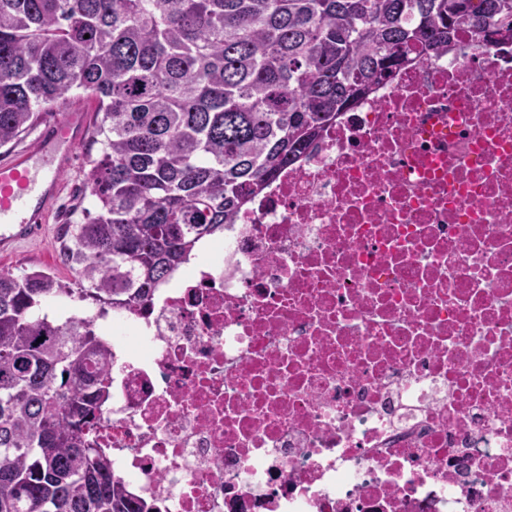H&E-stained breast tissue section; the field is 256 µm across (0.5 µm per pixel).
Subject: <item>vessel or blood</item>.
Returning <instances> with one entry per match:
<instances>
[{
	"label": "vessel or blood",
	"instance_id": "vessel-or-blood-1",
	"mask_svg": "<svg viewBox=\"0 0 512 512\" xmlns=\"http://www.w3.org/2000/svg\"><path fill=\"white\" fill-rule=\"evenodd\" d=\"M87 125L84 105L74 103L39 132L31 147L0 162V251L26 237L37 218L50 211L61 172L71 163Z\"/></svg>",
	"mask_w": 512,
	"mask_h": 512
}]
</instances>
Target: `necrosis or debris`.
Instances as JSON below:
<instances>
[{
    "label": "necrosis or debris",
    "instance_id": "obj_1",
    "mask_svg": "<svg viewBox=\"0 0 512 512\" xmlns=\"http://www.w3.org/2000/svg\"><path fill=\"white\" fill-rule=\"evenodd\" d=\"M427 57L132 313L89 439L158 512H512V47Z\"/></svg>",
    "mask_w": 512,
    "mask_h": 512
}]
</instances>
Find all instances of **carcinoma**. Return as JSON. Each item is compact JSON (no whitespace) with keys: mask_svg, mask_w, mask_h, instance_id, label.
Returning <instances> with one entry per match:
<instances>
[{"mask_svg":"<svg viewBox=\"0 0 512 512\" xmlns=\"http://www.w3.org/2000/svg\"><path fill=\"white\" fill-rule=\"evenodd\" d=\"M465 27L512 45V0H0V146L72 94L100 114L92 207L69 225L77 287L0 270V512H154L88 439L110 342L42 302L145 306L326 128Z\"/></svg>","mask_w":512,"mask_h":512,"instance_id":"obj_1","label":"carcinoma"}]
</instances>
